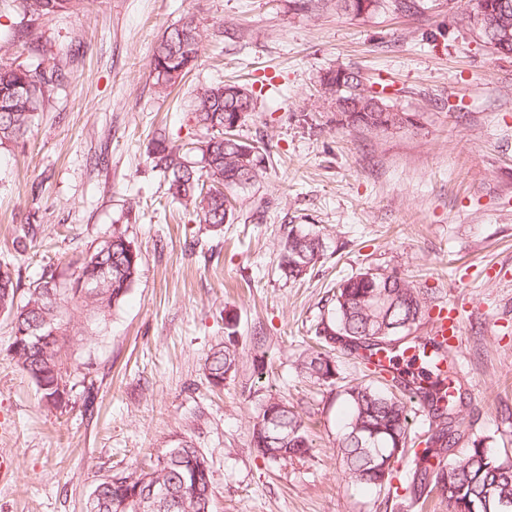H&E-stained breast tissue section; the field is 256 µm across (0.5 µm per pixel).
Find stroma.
Wrapping results in <instances>:
<instances>
[{
  "label": "stroma",
  "mask_w": 512,
  "mask_h": 512,
  "mask_svg": "<svg viewBox=\"0 0 512 512\" xmlns=\"http://www.w3.org/2000/svg\"><path fill=\"white\" fill-rule=\"evenodd\" d=\"M470 0H418L411 13L357 16L336 0H88L36 22L0 49V67L66 53L73 67L12 150L0 152V271L22 285L44 267L66 276L121 227L143 260L106 319L70 308L65 351L75 381L46 407L7 359L0 317V512H85L103 476L191 441L214 471L212 512H448L345 478L337 441L344 391L379 383L364 360L333 350L332 382L297 361L328 319L336 284L374 269L411 277L428 301L412 333L427 339L440 308L461 317L459 449L483 440L512 456V55L473 31ZM203 49L177 94L159 97L150 61L184 17ZM369 77L414 113L413 126H343L320 91L324 72ZM261 83L242 139L267 144L263 175L235 194L221 229L193 221L148 158L156 129L204 138L198 88ZM320 232L324 256L286 279L289 229ZM230 345L237 370L213 391L207 357ZM94 387L85 405L79 381ZM293 405L311 427L310 456L264 459L251 442L259 398Z\"/></svg>",
  "instance_id": "stroma-1"
}]
</instances>
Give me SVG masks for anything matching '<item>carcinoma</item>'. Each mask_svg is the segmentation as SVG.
Returning a JSON list of instances; mask_svg holds the SVG:
<instances>
[{
	"label": "carcinoma",
	"mask_w": 512,
	"mask_h": 512,
	"mask_svg": "<svg viewBox=\"0 0 512 512\" xmlns=\"http://www.w3.org/2000/svg\"><path fill=\"white\" fill-rule=\"evenodd\" d=\"M336 0V7L356 15H371L391 9L407 12L415 8L409 0ZM82 0H19L23 17L30 21L50 19L80 9ZM201 51L199 27L192 17L163 38L153 54L151 74L157 92L166 94L178 85ZM69 61L54 58L16 67H0V150L24 138L36 115L49 102L47 92L62 76ZM344 77H338V73ZM335 89L332 93L348 104L341 112L345 125L366 130H387L404 123L387 125L384 110L404 116L411 113L382 100L383 107L365 102L366 89L359 73L347 68L327 71ZM237 83L201 87L195 94L193 119L209 136L186 147L175 145L161 129L152 139L148 157L162 172L168 197L194 206L202 224L221 227L234 219V192L254 183L265 169L266 147L255 142L227 138L226 123L241 109L240 99L224 90ZM325 251L322 235L316 231L288 230L280 245L279 267L288 279L304 278ZM142 256L127 240L125 231L112 229V235L88 251L79 266L64 280L51 268L21 288V281L0 273V316L10 320V355L35 383L41 400L58 408L69 400L70 385L64 346L69 306L93 315L106 316L119 308L137 281ZM426 301L420 290L405 277L385 280L380 272L360 271L340 282L334 294L333 312L317 331L325 341L340 337L362 358L385 353L397 357L423 343L408 342L407 323L424 315ZM429 365L439 370L437 385L420 386L417 378L407 379L391 368L392 381L400 394L370 383L356 384L344 391L349 413L338 439L345 477L357 485L382 488L391 485L395 464L402 459L411 426V404L419 400L436 421L434 433L444 443L415 454L408 477L400 489L414 503H424L432 492L448 503V512H504L502 504L512 505V458L488 454L483 441H474L464 452L451 447L459 428L462 393L453 386V349L434 345ZM238 353L224 346L211 353L205 364L207 378L214 387L236 372ZM300 372L309 378L326 380L333 376L329 355L313 351L299 361ZM252 443L262 457L273 463L304 459L312 441L300 415L288 402L273 395L259 399ZM166 449L145 466L116 471L99 481L87 502V512H135L133 498L156 484L168 486L176 498V508L158 505L155 512H211L213 470L208 457L191 442L182 440Z\"/></svg>",
	"instance_id": "obj_1"
}]
</instances>
